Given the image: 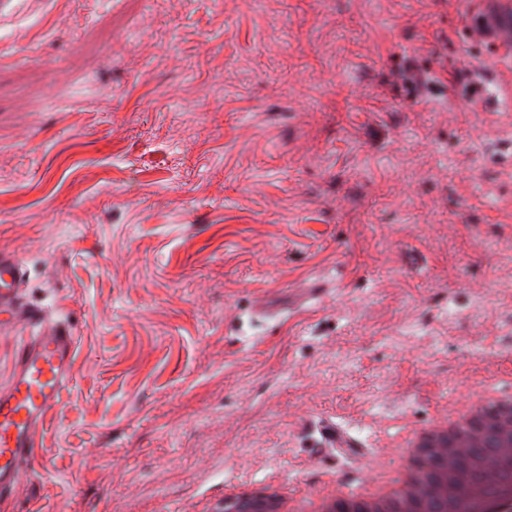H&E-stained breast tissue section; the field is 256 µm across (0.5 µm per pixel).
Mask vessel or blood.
<instances>
[{
  "mask_svg": "<svg viewBox=\"0 0 512 512\" xmlns=\"http://www.w3.org/2000/svg\"><path fill=\"white\" fill-rule=\"evenodd\" d=\"M21 257L0 252V331H18L10 376L0 385V512H12L19 486L34 479L38 437L68 385L79 338L66 318L33 304L23 288ZM321 446L362 456L360 443L340 424L319 427Z\"/></svg>",
  "mask_w": 512,
  "mask_h": 512,
  "instance_id": "b4317fda",
  "label": "vessel or blood"
}]
</instances>
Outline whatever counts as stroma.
<instances>
[{
    "label": "stroma",
    "instance_id": "35a3bbf8",
    "mask_svg": "<svg viewBox=\"0 0 512 512\" xmlns=\"http://www.w3.org/2000/svg\"><path fill=\"white\" fill-rule=\"evenodd\" d=\"M467 28L464 0H0V252L79 336L16 512L354 486L512 377V73ZM320 445L336 449L345 456H362L367 448H361V444L348 433L340 424L325 422L319 427Z\"/></svg>",
    "mask_w": 512,
    "mask_h": 512
}]
</instances>
